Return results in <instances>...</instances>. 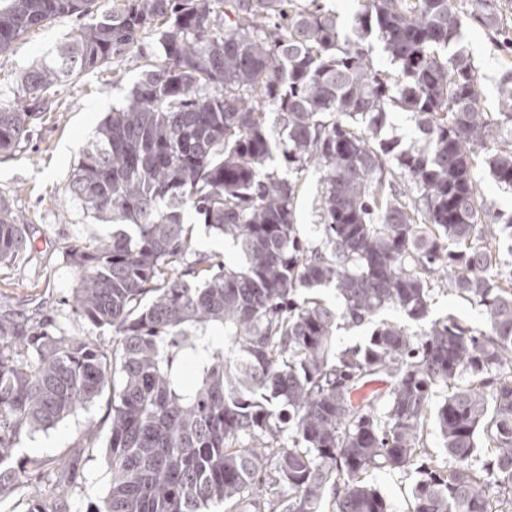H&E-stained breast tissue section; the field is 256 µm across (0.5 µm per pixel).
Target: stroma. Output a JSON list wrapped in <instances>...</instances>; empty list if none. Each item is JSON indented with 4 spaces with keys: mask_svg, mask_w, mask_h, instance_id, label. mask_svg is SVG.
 Returning <instances> with one entry per match:
<instances>
[{
    "mask_svg": "<svg viewBox=\"0 0 512 512\" xmlns=\"http://www.w3.org/2000/svg\"><path fill=\"white\" fill-rule=\"evenodd\" d=\"M82 18L65 16L47 28L29 32L0 53V104L15 101L16 81L21 74L50 53L55 44L73 34ZM472 57L482 86L485 111L500 109L499 80L512 69V56H504L492 38L482 30L469 28L462 41ZM158 50L153 33L141 35L138 46L113 66L83 74L48 100L28 142L14 153L0 154V197L6 199L22 223L28 224L31 246L15 263L0 265V307L19 315L53 312L72 332L83 329L66 304L76 285V277L63 259L65 247L76 242L108 239L111 225L87 215L79 204L65 195L80 150L95 134L108 112L117 106L139 79L144 66ZM322 186L316 174H307L299 189L296 222L304 241L319 238V196ZM480 326L485 322L481 309L448 289L437 287L431 300V318L447 315ZM108 395H101L89 409L69 417L58 426L40 431L22 442V452L54 461L73 456L80 448L92 453L80 465L73 486L74 512H87L107 488L109 474L105 461L107 445ZM98 425L94 442L83 436L87 421ZM364 482L380 493L391 512H410L412 491L420 478L416 467L371 469Z\"/></svg>",
    "mask_w": 512,
    "mask_h": 512,
    "instance_id": "35a3bbf8",
    "label": "stroma"
}]
</instances>
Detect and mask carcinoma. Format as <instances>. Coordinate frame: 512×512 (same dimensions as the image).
Masks as SVG:
<instances>
[{"label":"carcinoma","instance_id":"carcinoma-1","mask_svg":"<svg viewBox=\"0 0 512 512\" xmlns=\"http://www.w3.org/2000/svg\"><path fill=\"white\" fill-rule=\"evenodd\" d=\"M96 2L0 0V52L61 16L88 18L0 105V152L20 148L55 88L144 31L162 47L65 189L117 226L64 251L73 314L111 341L0 311V496L20 486L23 439L107 389L110 483L92 512H390L359 477L414 465L430 416L447 457L427 462L414 512H512V270L499 251L512 217L484 223L475 171L480 157L512 188V72L494 120L461 46L473 24L503 32L495 0H358L355 39L297 0H115L100 14ZM370 37L397 73L374 62ZM390 112L412 114L423 147L380 137ZM276 154L291 177L267 167ZM311 169L318 246L295 224ZM191 211L239 261L196 251ZM29 243L0 198V264ZM442 274L484 327L383 322L365 346L336 347L340 319L392 307L424 320ZM328 287L342 308L313 295ZM59 483L28 512H72L71 478Z\"/></svg>","mask_w":512,"mask_h":512}]
</instances>
